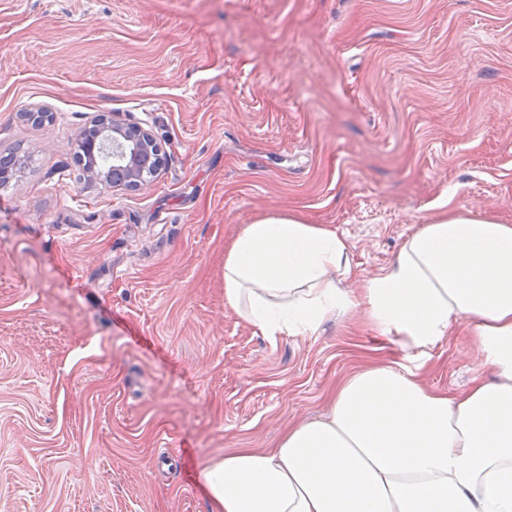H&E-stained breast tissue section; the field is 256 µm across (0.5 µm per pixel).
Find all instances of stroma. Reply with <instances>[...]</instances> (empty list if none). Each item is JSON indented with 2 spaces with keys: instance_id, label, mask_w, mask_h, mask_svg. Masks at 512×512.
<instances>
[{
  "instance_id": "obj_1",
  "label": "stroma",
  "mask_w": 512,
  "mask_h": 512,
  "mask_svg": "<svg viewBox=\"0 0 512 512\" xmlns=\"http://www.w3.org/2000/svg\"><path fill=\"white\" fill-rule=\"evenodd\" d=\"M113 112L167 154L137 190L77 163ZM0 152V512H210L206 464L407 363L359 308L259 335L226 249L290 211L355 291L443 210L512 224V0H0ZM480 370L454 336L423 377Z\"/></svg>"
}]
</instances>
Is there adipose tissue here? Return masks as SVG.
I'll return each instance as SVG.
<instances>
[{
    "label": "adipose tissue",
    "instance_id": "obj_1",
    "mask_svg": "<svg viewBox=\"0 0 512 512\" xmlns=\"http://www.w3.org/2000/svg\"><path fill=\"white\" fill-rule=\"evenodd\" d=\"M349 251L335 230L279 214L225 252L224 303L262 336H311L360 306L410 366L371 362L276 447L206 465L214 512H512V224L444 211L355 293ZM452 335L486 372L431 389L420 370Z\"/></svg>",
    "mask_w": 512,
    "mask_h": 512
}]
</instances>
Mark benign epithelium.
Instances as JSON below:
<instances>
[{
    "label": "benign epithelium",
    "instance_id": "7a95c632",
    "mask_svg": "<svg viewBox=\"0 0 512 512\" xmlns=\"http://www.w3.org/2000/svg\"><path fill=\"white\" fill-rule=\"evenodd\" d=\"M95 125L98 126L95 136H89V130L85 127L77 131L76 142L80 144L81 153L85 157L101 150L107 141L121 149L126 167L121 178L112 182V187L135 190L159 174L165 164L166 154L156 144L148 129L127 124L115 114L110 119L100 117Z\"/></svg>",
    "mask_w": 512,
    "mask_h": 512
}]
</instances>
